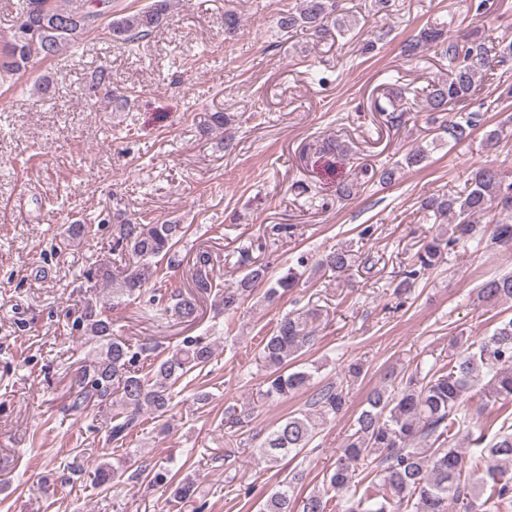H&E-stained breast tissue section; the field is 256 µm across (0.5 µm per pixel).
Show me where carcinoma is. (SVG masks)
Listing matches in <instances>:
<instances>
[{
    "instance_id": "cac0c4a2",
    "label": "carcinoma",
    "mask_w": 512,
    "mask_h": 512,
    "mask_svg": "<svg viewBox=\"0 0 512 512\" xmlns=\"http://www.w3.org/2000/svg\"><path fill=\"white\" fill-rule=\"evenodd\" d=\"M168 0H154L135 13L114 18L106 35L112 46L133 49L166 23ZM17 19L28 18L31 35H12L8 49L0 57V80L26 70L37 61L52 58L83 36L97 31L103 12L88 7L87 0H21ZM277 28L288 34L305 30L319 39L343 36L356 28L353 16L339 9V0H298L276 19ZM434 47L448 61V78L430 85L423 94V107L437 116L454 112L453 119L441 121L439 128L456 141L466 140L485 124L479 111L456 112L454 108L471 97L478 85L489 78V56L497 62L512 61V40L495 45L479 31L455 39L442 28L428 27L408 39L401 52L413 58ZM117 106L127 97L112 88L108 69L101 68L92 85ZM428 159L427 150L411 147L403 156L406 168L420 167ZM397 167H361L370 178L388 185L396 180ZM422 209L437 220L453 218L451 233H438L424 242L415 263L404 272L398 287L409 288L434 270L443 255L456 245L474 250L512 248V176L500 167L480 165L470 171L463 190L431 196ZM185 224H156L152 221L121 220L112 225V251L125 257V265L111 269L98 265L89 279L106 288L85 301L75 327L82 330L88 360L69 373L68 404L64 412L81 416L88 410L109 414V442L122 448L127 437L143 422L146 414L156 418L170 412L174 387L195 371L205 370L215 350L209 336H185L181 345L161 355L154 339H128L115 333L112 311L137 304L144 315L171 314L183 323L199 316L200 299L215 294L226 314H235L252 295L254 287L268 284L264 299L271 302L299 286L310 258L302 254L296 263L276 272L274 262H249L250 247L240 249L244 274L235 284L221 288L217 283L209 253L196 255L191 284L157 293L153 285L171 280L181 265L180 246L188 237ZM354 259L352 244L325 255L317 266L343 273ZM479 297L489 303L512 302V274L494 277L482 284ZM312 315L293 312L284 316L261 341L258 359L267 373L266 399H286L311 389L312 370L297 364L304 348L314 340L309 326ZM405 385L372 390L353 423L328 476V486L336 492L352 491L339 505L341 512H448V501L465 500V512H491L488 504L512 500V418L504 419L491 437L479 435L475 448L465 452L455 444L468 418L464 400L476 385L503 402H512V316L502 318L491 335L472 342L448 369L433 365L419 370ZM346 395L336 385H327L312 395L311 406L323 420L334 419L346 410ZM316 436L312 414L294 411L270 429L258 445L267 466L275 468L290 455L309 447ZM129 469L128 459L100 463L92 483L104 491L120 481ZM150 476L149 486H162L175 502L186 503L195 496L194 476L176 481L169 462L143 466L128 476ZM298 477L291 475L260 504V512H326L327 501L310 494L294 506Z\"/></svg>"
}]
</instances>
